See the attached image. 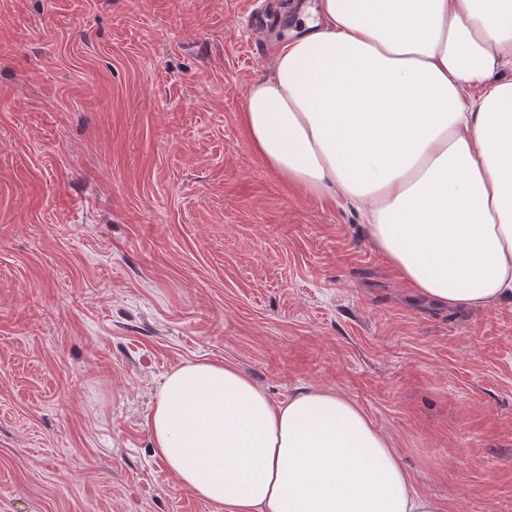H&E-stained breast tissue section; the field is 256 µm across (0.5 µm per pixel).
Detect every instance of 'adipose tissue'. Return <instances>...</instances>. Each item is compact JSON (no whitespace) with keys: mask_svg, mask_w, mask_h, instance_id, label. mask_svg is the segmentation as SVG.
<instances>
[{"mask_svg":"<svg viewBox=\"0 0 512 512\" xmlns=\"http://www.w3.org/2000/svg\"><path fill=\"white\" fill-rule=\"evenodd\" d=\"M248 89L253 151L350 205L407 283L448 308L512 305V0H299ZM153 452L219 512H439L353 400L273 402L235 365L188 361L150 415Z\"/></svg>","mask_w":512,"mask_h":512,"instance_id":"ef3b65f1","label":"adipose tissue"}]
</instances>
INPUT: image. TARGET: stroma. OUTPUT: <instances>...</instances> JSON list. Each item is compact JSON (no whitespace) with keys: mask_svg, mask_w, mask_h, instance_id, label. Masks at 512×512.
I'll return each instance as SVG.
<instances>
[{"mask_svg":"<svg viewBox=\"0 0 512 512\" xmlns=\"http://www.w3.org/2000/svg\"><path fill=\"white\" fill-rule=\"evenodd\" d=\"M291 0H0V512H216L154 455L188 360L336 389L440 512H512V307L418 295L253 152Z\"/></svg>","mask_w":512,"mask_h":512,"instance_id":"obj_1","label":"stroma"}]
</instances>
